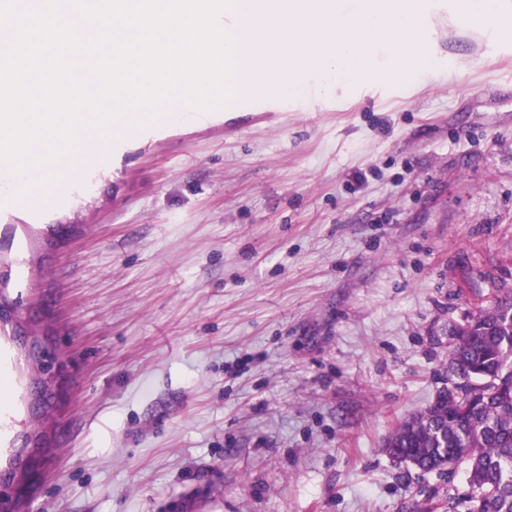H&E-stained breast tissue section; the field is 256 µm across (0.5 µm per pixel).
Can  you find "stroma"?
I'll use <instances>...</instances> for the list:
<instances>
[{
    "instance_id": "obj_1",
    "label": "stroma",
    "mask_w": 512,
    "mask_h": 512,
    "mask_svg": "<svg viewBox=\"0 0 512 512\" xmlns=\"http://www.w3.org/2000/svg\"><path fill=\"white\" fill-rule=\"evenodd\" d=\"M342 102L145 126L0 215V467L19 512H417L467 494L384 442L448 384V328L512 287V38ZM59 387L31 389L17 329ZM24 339V348L27 358L38 363L43 372L48 371V367L44 364V361L46 358H49V353L44 338L32 334H25ZM34 438H29L34 441L31 449L23 448L20 453V456L25 453V459L18 458L7 471H0V512H18L17 505L39 475V456L45 448Z\"/></svg>"
}]
</instances>
